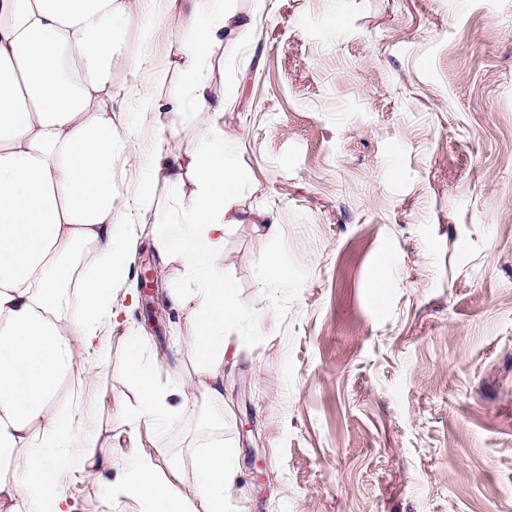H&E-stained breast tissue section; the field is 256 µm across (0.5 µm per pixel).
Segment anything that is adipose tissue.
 <instances>
[{
	"instance_id": "ef3b65f1",
	"label": "adipose tissue",
	"mask_w": 512,
	"mask_h": 512,
	"mask_svg": "<svg viewBox=\"0 0 512 512\" xmlns=\"http://www.w3.org/2000/svg\"><path fill=\"white\" fill-rule=\"evenodd\" d=\"M148 0H0V512H70L59 490V461L79 454L91 477L122 467L123 493L141 512H226L238 493L237 464L222 440L173 463L141 451L142 433L173 425L207 402L224 413V330L240 317L234 284L217 272L224 227L239 223L238 161L218 124L226 101L212 94L206 73L216 44L234 45L257 25L222 0H195L183 23L181 72L191 102L215 122L199 134L197 194L181 224L155 236L160 252L177 254L194 277L195 330L186 340L196 377L158 384L139 341L126 349L140 394L123 457L100 455L88 437L73 450L67 409L47 412L65 376L75 371L74 337L91 342L109 313L116 278L131 250L128 210L117 208L116 158L132 150L112 122V71L128 16ZM88 246L81 297L72 308L62 294L74 279L69 258Z\"/></svg>"
}]
</instances>
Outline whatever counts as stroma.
Segmentation results:
<instances>
[{
	"label": "stroma",
	"instance_id": "obj_1",
	"mask_svg": "<svg viewBox=\"0 0 512 512\" xmlns=\"http://www.w3.org/2000/svg\"><path fill=\"white\" fill-rule=\"evenodd\" d=\"M233 5L260 20L237 48L215 47L210 72L215 93L239 85L220 128L252 215L225 225L218 261L242 313L224 415L198 403L142 448L184 461L223 439L238 464L229 512H512V0ZM193 7L133 14L113 85L184 98L177 29ZM112 119L134 143L118 200L132 207L149 177L153 205L132 215L113 316L93 344L77 342L60 394L75 442L97 436L107 456L138 399L128 337L160 378L195 376L176 342L195 318L168 295L196 283L153 233L182 222L195 196L211 115L145 112L130 97L113 101ZM166 153L180 182L154 170ZM265 212L277 236L254 223ZM275 257L287 285L269 274ZM150 273L162 283L153 295L141 286ZM58 468L72 512H140L110 491L118 469L95 480L75 456Z\"/></svg>",
	"mask_w": 512,
	"mask_h": 512
}]
</instances>
